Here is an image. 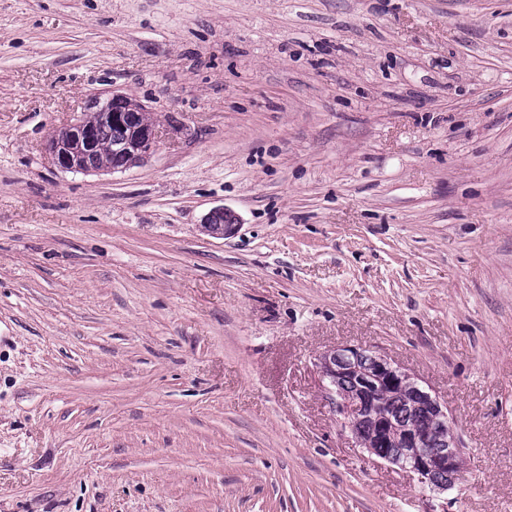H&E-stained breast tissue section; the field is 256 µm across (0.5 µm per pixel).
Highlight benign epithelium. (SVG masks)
<instances>
[{"instance_id": "1", "label": "benign epithelium", "mask_w": 512, "mask_h": 512, "mask_svg": "<svg viewBox=\"0 0 512 512\" xmlns=\"http://www.w3.org/2000/svg\"><path fill=\"white\" fill-rule=\"evenodd\" d=\"M83 112L95 121L80 119L46 142V152L62 172H124L147 160L161 142L158 126L135 122L136 109L122 93L90 96ZM100 124L112 127L114 134L110 167L96 162ZM237 224L235 212L215 208L204 217L202 229L212 237H224ZM317 366L327 381L332 409L370 457L416 474L423 486L437 493L463 480V444L453 429V415L424 381L378 351L351 345L321 353ZM389 391L404 397L405 411L395 416L378 413V396Z\"/></svg>"}]
</instances>
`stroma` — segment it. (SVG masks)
I'll return each instance as SVG.
<instances>
[{"mask_svg":"<svg viewBox=\"0 0 512 512\" xmlns=\"http://www.w3.org/2000/svg\"><path fill=\"white\" fill-rule=\"evenodd\" d=\"M102 91L159 149L58 170ZM340 345L447 403L448 495ZM0 512H512V0H0ZM239 224L235 212L225 208L211 210L203 219V231L212 237H224ZM317 366L332 409L371 458L416 474L437 493L463 480V444L453 415L424 381L378 351L351 345L321 353ZM389 391L398 393L382 395L381 410H394L400 393L404 412L378 413V396Z\"/></svg>","mask_w":512,"mask_h":512,"instance_id":"obj_1","label":"stroma"}]
</instances>
